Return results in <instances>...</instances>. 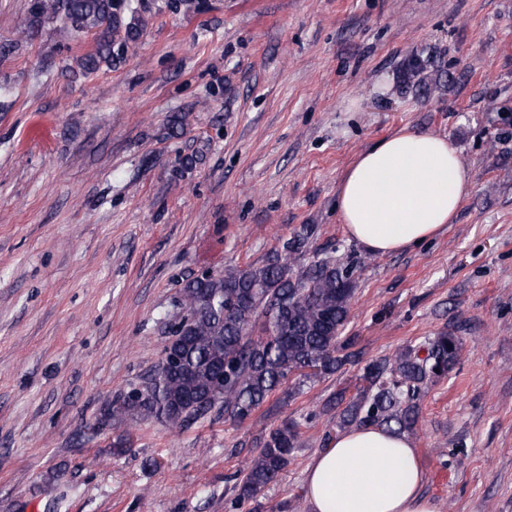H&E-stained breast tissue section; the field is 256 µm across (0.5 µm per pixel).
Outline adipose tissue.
<instances>
[{"mask_svg": "<svg viewBox=\"0 0 512 512\" xmlns=\"http://www.w3.org/2000/svg\"><path fill=\"white\" fill-rule=\"evenodd\" d=\"M471 190L470 171L448 137L404 130L359 154L337 209L352 239L387 254L431 239ZM422 482L411 440L372 426L340 433L304 479L310 512H439Z\"/></svg>", "mask_w": 512, "mask_h": 512, "instance_id": "adipose-tissue-1", "label": "adipose tissue"}]
</instances>
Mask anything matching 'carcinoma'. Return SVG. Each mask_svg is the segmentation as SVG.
<instances>
[{"mask_svg":"<svg viewBox=\"0 0 512 512\" xmlns=\"http://www.w3.org/2000/svg\"><path fill=\"white\" fill-rule=\"evenodd\" d=\"M150 0H31L24 25L33 32L45 20L59 23L66 37L92 32L95 49L79 60L84 74L125 61L146 28ZM174 12H198L203 0H166ZM424 65L415 60L403 72L407 89L425 85ZM311 228L305 226L271 252L261 265L205 271L188 280L178 301L171 335L157 365L129 391L106 402L97 430L156 420L181 430L200 420L226 416L238 423L252 413L294 370L331 374L351 362V343L341 340L354 292L353 270L321 259L297 264ZM462 343L440 334L407 345L364 367L362 390L345 401L338 426L376 424L387 430L413 429L428 383L459 361ZM297 425L272 428L239 482V500H253L288 466L298 446Z\"/></svg>","mask_w":512,"mask_h":512,"instance_id":"carcinoma-1","label":"carcinoma"}]
</instances>
